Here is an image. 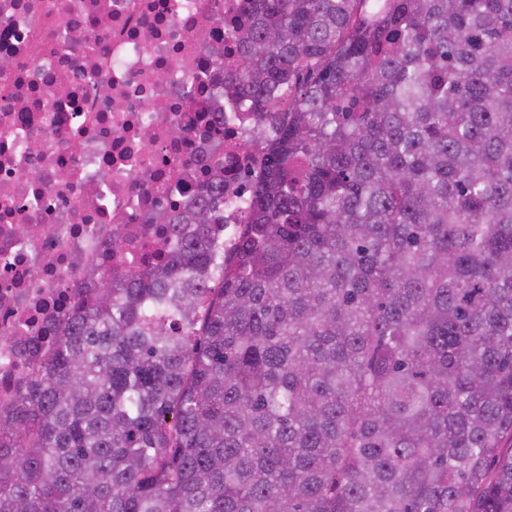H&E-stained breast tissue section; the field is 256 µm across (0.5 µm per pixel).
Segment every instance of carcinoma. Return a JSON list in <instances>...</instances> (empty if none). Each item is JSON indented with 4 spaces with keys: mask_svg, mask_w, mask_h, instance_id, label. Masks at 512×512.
Returning a JSON list of instances; mask_svg holds the SVG:
<instances>
[{
    "mask_svg": "<svg viewBox=\"0 0 512 512\" xmlns=\"http://www.w3.org/2000/svg\"><path fill=\"white\" fill-rule=\"evenodd\" d=\"M252 2L238 242L75 286L0 512H512V0Z\"/></svg>",
    "mask_w": 512,
    "mask_h": 512,
    "instance_id": "obj_1",
    "label": "carcinoma"
}]
</instances>
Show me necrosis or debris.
I'll list each match as a JSON object with an SVG mask.
<instances>
[{"label": "necrosis or debris", "instance_id": "obj_1", "mask_svg": "<svg viewBox=\"0 0 512 512\" xmlns=\"http://www.w3.org/2000/svg\"><path fill=\"white\" fill-rule=\"evenodd\" d=\"M248 6L0 0V413L70 307L69 282L155 264L169 229L153 215H181L217 151L233 249L268 144L224 93L240 53L227 32Z\"/></svg>", "mask_w": 512, "mask_h": 512}]
</instances>
